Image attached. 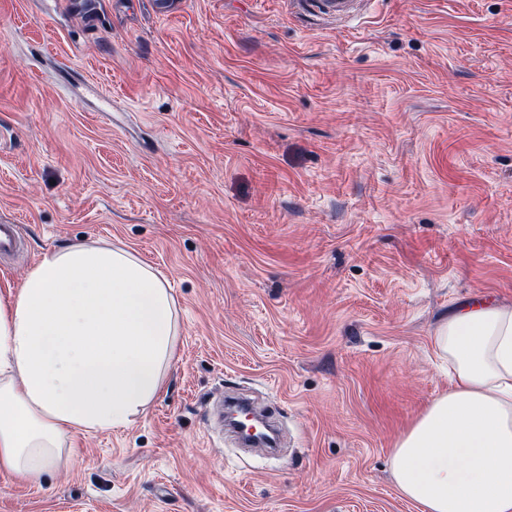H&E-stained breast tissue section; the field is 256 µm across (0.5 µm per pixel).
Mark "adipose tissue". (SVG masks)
Here are the masks:
<instances>
[{
  "mask_svg": "<svg viewBox=\"0 0 512 512\" xmlns=\"http://www.w3.org/2000/svg\"><path fill=\"white\" fill-rule=\"evenodd\" d=\"M176 336L167 281L131 251L47 253L0 298V467L35 479L67 429L129 425L157 396ZM452 371L390 456L422 512H512V308L475 297L434 331Z\"/></svg>",
  "mask_w": 512,
  "mask_h": 512,
  "instance_id": "ef3b65f1",
  "label": "adipose tissue"
}]
</instances>
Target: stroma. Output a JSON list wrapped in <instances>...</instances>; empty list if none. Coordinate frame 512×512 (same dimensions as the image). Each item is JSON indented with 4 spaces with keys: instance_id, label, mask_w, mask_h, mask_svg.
<instances>
[{
    "instance_id": "35a3bbf8",
    "label": "stroma",
    "mask_w": 512,
    "mask_h": 512,
    "mask_svg": "<svg viewBox=\"0 0 512 512\" xmlns=\"http://www.w3.org/2000/svg\"><path fill=\"white\" fill-rule=\"evenodd\" d=\"M0 0V297L122 245L176 302L161 389L65 435L0 512H421L389 458L448 374L432 343L512 305V0ZM240 391L283 449L208 402ZM355 3L353 0H296L301 10L317 16L336 17V21L348 19L354 12ZM17 224H0V257L11 256L19 251L21 238Z\"/></svg>"
}]
</instances>
